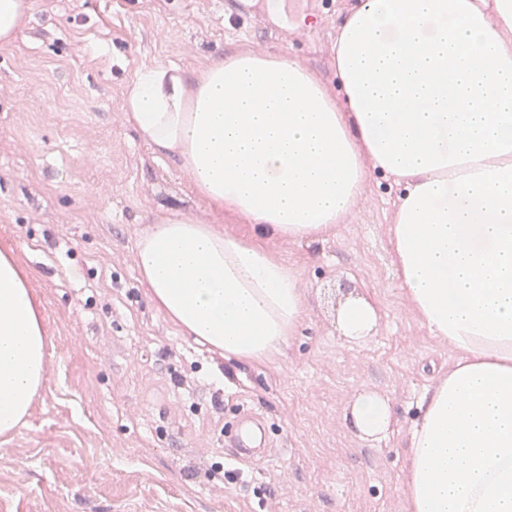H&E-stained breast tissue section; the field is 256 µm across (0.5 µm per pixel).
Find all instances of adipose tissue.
<instances>
[{
	"mask_svg": "<svg viewBox=\"0 0 512 512\" xmlns=\"http://www.w3.org/2000/svg\"><path fill=\"white\" fill-rule=\"evenodd\" d=\"M339 94L296 61L245 52L194 83L141 70L126 119L177 155L196 193L254 239L172 212L136 245L151 299L197 342L261 361L291 336L306 282L265 248L316 240L368 169L402 183L391 263L430 332L460 352L412 436L406 512H512V0H359L336 38ZM379 314L357 299L344 336ZM47 374V340L12 252L0 251V436ZM359 437L384 438L386 399L359 394Z\"/></svg>",
	"mask_w": 512,
	"mask_h": 512,
	"instance_id": "obj_1",
	"label": "adipose tissue"
}]
</instances>
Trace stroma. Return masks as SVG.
I'll list each match as a JSON object with an SVG mask.
<instances>
[{
  "mask_svg": "<svg viewBox=\"0 0 512 512\" xmlns=\"http://www.w3.org/2000/svg\"><path fill=\"white\" fill-rule=\"evenodd\" d=\"M356 2L283 0L281 14L233 25L219 0H33L0 45V249L11 248L50 340L25 424L0 436V512H405L424 398L460 354L397 282L388 228L401 185L370 175L322 238L268 242L308 288L295 336L262 361H229L183 335L151 301L135 256L174 210L253 234L126 122L136 72L193 76L277 52L332 89L337 28ZM365 297L379 324L353 343L339 311ZM366 391L391 408L378 441L346 418ZM242 405L271 426L270 448L249 465L224 446Z\"/></svg>",
  "mask_w": 512,
  "mask_h": 512,
  "instance_id": "stroma-1",
  "label": "stroma"
}]
</instances>
